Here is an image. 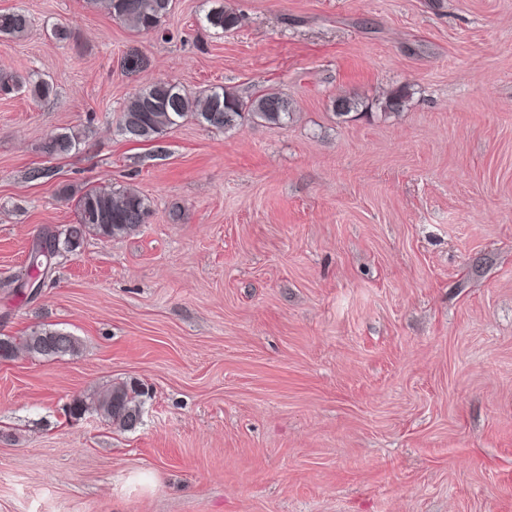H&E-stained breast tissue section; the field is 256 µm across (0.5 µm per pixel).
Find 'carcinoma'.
I'll return each mask as SVG.
<instances>
[{"label":"carcinoma","mask_w":512,"mask_h":512,"mask_svg":"<svg viewBox=\"0 0 512 512\" xmlns=\"http://www.w3.org/2000/svg\"><path fill=\"white\" fill-rule=\"evenodd\" d=\"M91 8H102L113 19L136 32L160 30L169 15L172 0H87ZM206 27L216 31H232L240 25V16L224 6L222 0H213V6L204 16ZM32 24L28 12L19 9L0 12V37L21 38ZM30 86L36 98H46L53 86L45 81H30L16 73L0 79V90ZM410 93L405 86L393 89L382 101L380 108L388 113L406 109ZM362 103L352 97L339 96L332 101L334 113L344 117L359 110ZM296 110L293 99L268 90L244 100L224 87H213L205 94L192 98L176 83L156 82L129 96L121 110L119 131L132 142H149L162 136L179 122L190 119L211 129L228 132L240 127L244 121L281 126L292 119ZM80 144L78 134L71 132L50 136L42 145V152L57 157L71 152ZM78 220L63 230L43 229L28 254L30 277L43 278L52 268L45 249L52 257L72 253L90 235L112 240L132 234L150 216L147 199L133 187L109 191L91 189L77 200ZM80 349L79 339L63 330L42 327L31 330L16 339L0 337V360H10L20 350L45 360L73 356ZM143 388L135 382H121L102 387L91 396L78 395L69 403V415L75 419L94 412L103 422L124 430H133L142 419Z\"/></svg>","instance_id":"obj_1"}]
</instances>
